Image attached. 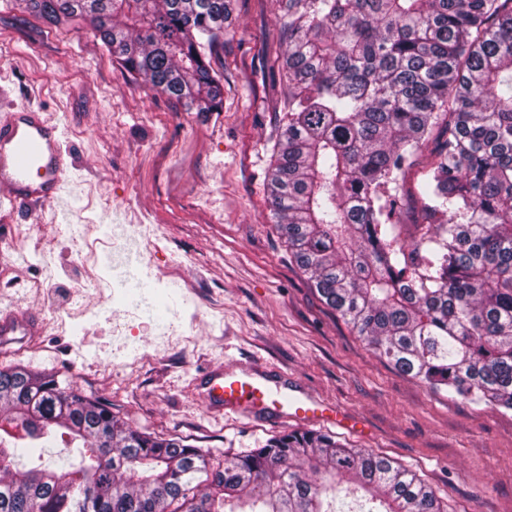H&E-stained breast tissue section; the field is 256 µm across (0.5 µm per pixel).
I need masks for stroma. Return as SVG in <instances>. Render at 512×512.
<instances>
[{"label": "stroma", "mask_w": 512, "mask_h": 512, "mask_svg": "<svg viewBox=\"0 0 512 512\" xmlns=\"http://www.w3.org/2000/svg\"><path fill=\"white\" fill-rule=\"evenodd\" d=\"M275 0H234L221 111L186 110L124 70L87 24L44 23L0 0V118L26 107L57 125L68 167L59 204L0 191V306L37 316V340L0 345V367L69 380L137 430L237 454L312 425L210 415L196 388L240 359L287 370L364 423L336 429L414 471L447 512H512V414L435 391L373 351L291 260L265 182L288 88L266 77ZM418 163L397 234L419 233ZM133 253L129 287L114 266Z\"/></svg>", "instance_id": "35a3bbf8"}]
</instances>
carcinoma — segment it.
<instances>
[{
    "label": "carcinoma",
    "instance_id": "carcinoma-1",
    "mask_svg": "<svg viewBox=\"0 0 512 512\" xmlns=\"http://www.w3.org/2000/svg\"><path fill=\"white\" fill-rule=\"evenodd\" d=\"M90 24L112 59L188 110L217 112L232 0H23ZM288 83L266 189L321 300L375 354L512 412V0H276ZM420 235L400 183L433 139ZM0 512H445L413 471L294 432L213 464L112 415L68 380L0 368ZM69 454L48 463L47 445Z\"/></svg>",
    "mask_w": 512,
    "mask_h": 512
}]
</instances>
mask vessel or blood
Wrapping results in <instances>:
<instances>
[{
  "mask_svg": "<svg viewBox=\"0 0 512 512\" xmlns=\"http://www.w3.org/2000/svg\"><path fill=\"white\" fill-rule=\"evenodd\" d=\"M66 159L56 124L29 108L0 120V187L12 205L59 202ZM35 317L0 314V335L35 333ZM211 413L287 418L357 430L359 421L297 384L287 372L255 362L214 368L197 379Z\"/></svg>",
  "mask_w": 512,
  "mask_h": 512,
  "instance_id": "vessel-or-blood-1",
  "label": "vessel or blood"
}]
</instances>
